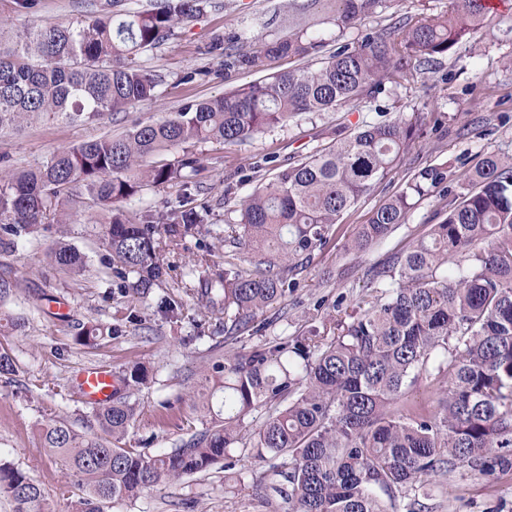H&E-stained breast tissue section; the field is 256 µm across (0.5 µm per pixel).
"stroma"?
I'll list each match as a JSON object with an SVG mask.
<instances>
[{"mask_svg": "<svg viewBox=\"0 0 512 512\" xmlns=\"http://www.w3.org/2000/svg\"><path fill=\"white\" fill-rule=\"evenodd\" d=\"M103 2L30 0L23 9L17 0H0V42L35 26L67 23L100 9ZM447 8L448 0H393L389 9L364 19L360 29L348 30L343 39L352 41L359 30L383 28L407 16L430 18ZM303 26L327 30L331 17L310 0H209L195 21L177 27L168 40L141 56V64L158 81L152 102L95 124L39 121L0 136V169L41 164L60 149L128 131L167 117L186 102L263 79L265 70L255 67L225 69L223 56L211 50L213 43L251 54ZM415 112L425 113L434 131L412 145L402 164L344 214L331 241L298 271L295 288L257 315L258 333L232 335L224 328L223 315L202 312L198 276L190 271L198 248L209 247L216 261H223L225 247L218 233L232 221L235 204L261 179L362 123ZM194 152L201 173L191 188L147 187L127 205L132 212L148 206L174 210L189 199L209 210L208 233L187 238L179 250L165 255L168 273L149 297L119 292L99 242L101 211L85 196L76 206L74 224L67 227L69 242L87 261L80 281L48 272L45 266L44 249L56 236L55 220H46L38 236L17 239L13 251H0V276L18 282L15 295L0 302V351H8L19 366L15 374L0 375V458L29 475L56 512H69L81 492L66 489L68 477L41 448L36 426L50 413L81 423L85 403L72 382L80 369L95 365L118 373L135 363L150 366L153 380L135 396L136 419L125 444L151 454L173 448L205 427L182 400L188 392V369L214 355L290 340L307 335L311 327L346 318L374 295L369 270L407 250L427 225L437 223L452 191L486 156L512 155V0L469 42L429 65L417 83L388 87L374 102L300 115L234 145L202 143ZM441 163L448 166L446 191L420 200L406 224L367 252L346 251L357 227L411 174ZM163 298L181 303L182 315L161 313L158 303ZM131 313L138 315L139 325L128 322ZM87 321L111 327L112 335L91 347L80 345L76 336ZM228 455L231 468L214 465L138 498L112 501L105 512H288L287 503L267 502L258 488L270 476L268 463L247 457L238 447ZM421 502L422 512H512V472L488 477L459 469L433 478Z\"/></svg>", "mask_w": 512, "mask_h": 512, "instance_id": "1", "label": "stroma"}]
</instances>
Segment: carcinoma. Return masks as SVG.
<instances>
[{
  "mask_svg": "<svg viewBox=\"0 0 512 512\" xmlns=\"http://www.w3.org/2000/svg\"><path fill=\"white\" fill-rule=\"evenodd\" d=\"M335 2L338 38L388 8V0ZM206 5L154 0L118 13L113 2L67 24L26 31L0 50V129L44 119L92 124L152 101L158 82L141 54ZM492 13L490 0H450L441 15L360 34L315 69L278 71L125 134L65 148L35 168L0 172V246L34 233L50 214L61 227L71 223L69 193L81 185L112 211L100 241L120 291L145 298L167 274L163 252L198 234L209 211L146 207L131 219L123 204L145 186L189 184L199 167L191 147L236 143L298 114L374 100L388 83H415L423 66L470 38ZM325 43V32L300 29L258 55L227 52L224 65L301 61ZM425 130L417 112L358 126L255 187L225 229L229 246H245L247 267L231 253L228 268L198 279L204 309L224 312L236 333L257 332V314L285 297L344 213L391 174ZM173 150L182 152L175 162L148 163ZM447 178L443 164L414 173L348 249L360 253L384 240ZM46 257L73 278L84 272L85 256L61 237ZM373 283V301L339 321L327 342L314 328L199 368L190 407L209 425L170 451L148 455L123 444L136 414L130 390L150 379L144 364L116 376L110 400L88 406L96 432L60 417L44 420L42 447L77 479L81 512H104L111 501L206 471L236 444L255 459L288 457L260 488L267 499L287 502L289 512H390L394 491H422L434 476L459 468L483 476L512 471V155L485 158L443 218L374 271ZM105 335L112 329L88 321L77 340L93 346ZM424 372L438 383L439 397L410 404L407 394ZM259 407L267 408L264 421L246 430L245 418ZM0 495L15 512H53L39 485L2 461Z\"/></svg>",
  "mask_w": 512,
  "mask_h": 512,
  "instance_id": "obj_1",
  "label": "carcinoma"
}]
</instances>
